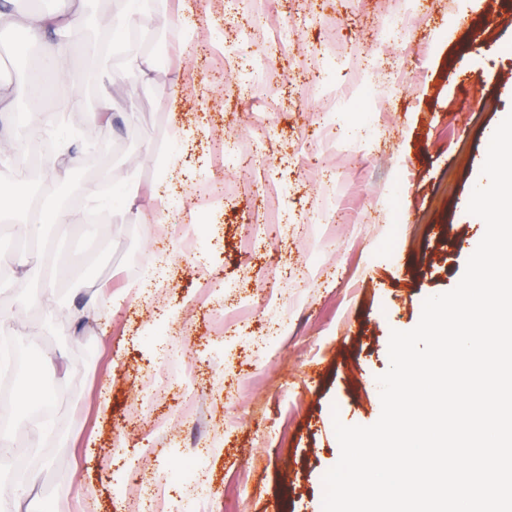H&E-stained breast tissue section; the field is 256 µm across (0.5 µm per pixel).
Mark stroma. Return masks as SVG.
<instances>
[{
    "label": "stroma",
    "mask_w": 512,
    "mask_h": 512,
    "mask_svg": "<svg viewBox=\"0 0 512 512\" xmlns=\"http://www.w3.org/2000/svg\"><path fill=\"white\" fill-rule=\"evenodd\" d=\"M403 0H161L149 55L120 52L109 71L130 107L68 134L87 158L80 181L121 189L112 219L53 225L63 275L53 303L22 305L0 286V326L37 333L19 399L50 397L48 420L10 441L35 465L0 512H131L140 474L165 488L157 512H322L339 460L335 422L374 424L391 331L419 322L424 299L453 289L483 236L467 211L490 138L512 113V0H419L408 30L384 41ZM78 29L61 35L62 85L96 64ZM338 57L358 102L367 63L398 82L369 104L371 123L328 113L311 70ZM265 65L277 103L240 94ZM240 153H232L234 143ZM224 186L223 196L203 185ZM164 190L166 235L140 213ZM199 238L184 253L182 233ZM106 303L78 325L92 294ZM203 449V477L183 467Z\"/></svg>",
    "instance_id": "35a3bbf8"
}]
</instances>
